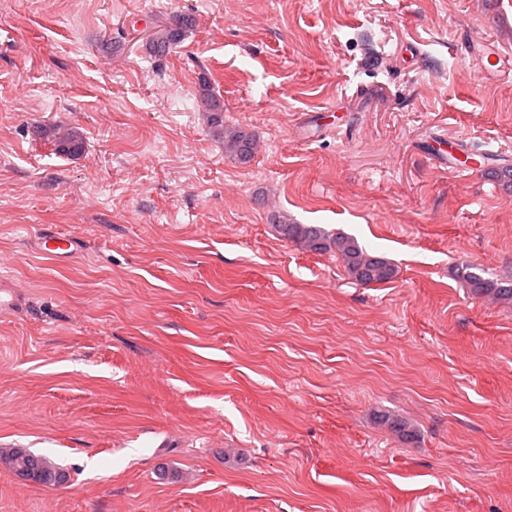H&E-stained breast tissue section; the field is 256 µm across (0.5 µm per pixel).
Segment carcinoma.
I'll list each match as a JSON object with an SVG mask.
<instances>
[{
	"instance_id": "carcinoma-1",
	"label": "carcinoma",
	"mask_w": 512,
	"mask_h": 512,
	"mask_svg": "<svg viewBox=\"0 0 512 512\" xmlns=\"http://www.w3.org/2000/svg\"><path fill=\"white\" fill-rule=\"evenodd\" d=\"M192 26L193 20L188 17L175 18V26L165 27L150 36L146 43L147 50L154 56H163ZM203 100L208 112L211 136L224 144L225 154L242 163L249 162L254 154L255 136L240 126L225 124L224 102L218 97L208 93ZM37 133L51 140L56 151L65 156H77L84 148L83 135L74 128L39 126ZM273 223L283 239L301 244L311 251L334 253L339 256L347 275L358 284L383 283L395 276V268L388 259L367 250L350 234L341 231L331 232L318 224H293L286 218L276 217ZM455 274L475 296H490L496 300L512 301V281L509 279L489 277L486 270L469 263L457 265ZM380 422L390 427L400 437H413V430L402 420L382 415ZM0 465L41 485L60 486L68 481L66 471L44 456L26 448H1Z\"/></svg>"
}]
</instances>
